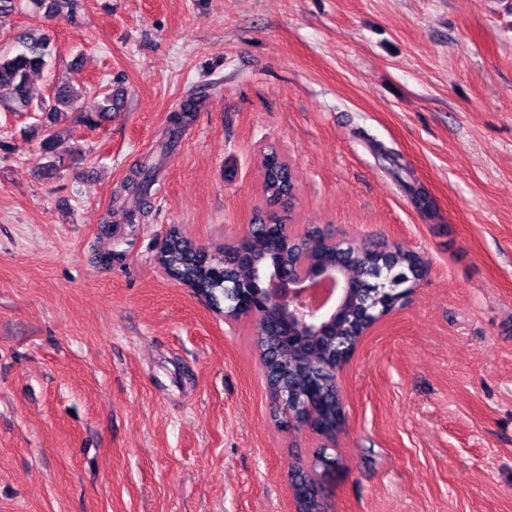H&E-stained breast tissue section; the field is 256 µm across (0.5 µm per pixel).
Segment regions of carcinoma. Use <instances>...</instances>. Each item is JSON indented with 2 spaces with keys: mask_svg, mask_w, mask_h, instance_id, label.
Wrapping results in <instances>:
<instances>
[{
  "mask_svg": "<svg viewBox=\"0 0 512 512\" xmlns=\"http://www.w3.org/2000/svg\"><path fill=\"white\" fill-rule=\"evenodd\" d=\"M33 14L44 19L64 16L72 18L83 7L82 0H27ZM19 47L13 52L0 51V107L8 112H34L45 114L38 123L41 134L40 150L47 166L55 167L61 158L55 152L59 133L55 130V116L60 112L74 109L79 91L70 83L55 87L53 96L35 104L31 100L29 84L31 76L48 65L52 48L50 37L32 29L18 37ZM124 104V92L107 88L102 98L97 116L104 118L118 112ZM273 149L266 150L261 159L263 171V192L267 201L274 203L287 195L296 199V184L284 158L269 160ZM154 171L139 169L128 180L126 188L133 193L143 194L144 187L152 180ZM291 221V214L275 210H261L255 216L246 236L234 244L222 245L213 249L214 256L205 259L199 256L201 247L175 232L166 246L156 254L159 266L171 277L193 285L197 294L219 309L227 302V310L232 319L239 316L233 312L232 297L239 289H256L259 282L255 277L254 265L263 263L274 256L286 262L294 258L298 244L305 238L323 235L316 224H306L293 236L276 242L264 236L260 225L263 223L283 224ZM315 259L326 262L341 260L347 276L355 287V296L336 320V331L328 335L310 336L303 340L282 339L270 346L269 333L279 311L270 308L249 316L252 321L256 346L266 379L267 397L271 412L279 427H285V414L296 412L297 402L308 400L311 383L320 378L318 396L312 403V414L321 434L339 432L338 418L343 413L342 400L337 385V360L341 352V339L348 337L359 324L364 310L374 308L380 294L369 289L371 279L387 273L390 277H418L415 254L401 246H395L387 254L378 253L368 245H349L345 248L336 245L320 251ZM327 449H319L312 463L301 466L295 473V486L309 492L313 484L320 481L321 457Z\"/></svg>",
  "mask_w": 512,
  "mask_h": 512,
  "instance_id": "carcinoma-1",
  "label": "carcinoma"
}]
</instances>
